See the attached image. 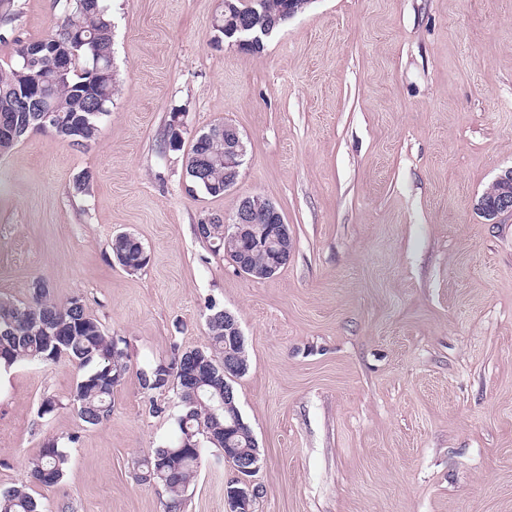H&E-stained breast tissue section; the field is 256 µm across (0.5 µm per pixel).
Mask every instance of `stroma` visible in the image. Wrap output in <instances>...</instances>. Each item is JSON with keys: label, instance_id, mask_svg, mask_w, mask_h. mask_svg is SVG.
Returning <instances> with one entry per match:
<instances>
[{"label": "stroma", "instance_id": "stroma-1", "mask_svg": "<svg viewBox=\"0 0 512 512\" xmlns=\"http://www.w3.org/2000/svg\"><path fill=\"white\" fill-rule=\"evenodd\" d=\"M107 4L117 92L96 143L38 131L0 154V295L27 300L42 280L56 301L81 298L125 340L128 370L89 426L75 365L12 366L0 487L29 486L43 512H163L138 462L174 438L181 407L169 390L150 414L138 373L206 345L214 302L248 356L232 385L260 451L253 512H512V215L490 224L474 207L512 168V0H312L258 54L210 45L223 0ZM62 9L11 0L0 65ZM224 121L247 155L214 199L189 191L186 148ZM252 194L294 242L263 281L194 233ZM121 233L143 244L141 270L114 259ZM51 439L64 477L30 485L26 462ZM217 455L182 512H225L234 473Z\"/></svg>", "mask_w": 512, "mask_h": 512}]
</instances>
